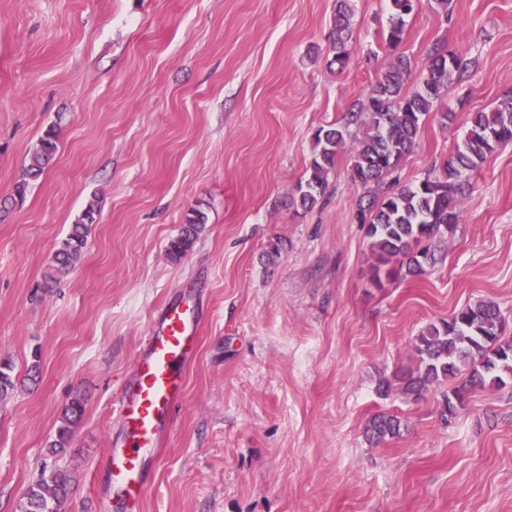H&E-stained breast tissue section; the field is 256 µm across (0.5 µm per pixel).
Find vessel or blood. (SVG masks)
Instances as JSON below:
<instances>
[{
	"mask_svg": "<svg viewBox=\"0 0 512 512\" xmlns=\"http://www.w3.org/2000/svg\"><path fill=\"white\" fill-rule=\"evenodd\" d=\"M198 322L193 306L169 304L150 327L134 378L122 388L117 410L123 431L113 438L106 459L119 512H131L147 492L150 461L185 391L184 367L197 355Z\"/></svg>",
	"mask_w": 512,
	"mask_h": 512,
	"instance_id": "vessel-or-blood-1",
	"label": "vessel or blood"
}]
</instances>
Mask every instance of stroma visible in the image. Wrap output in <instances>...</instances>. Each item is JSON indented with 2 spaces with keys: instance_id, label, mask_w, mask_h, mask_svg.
<instances>
[{
  "instance_id": "stroma-1",
  "label": "stroma",
  "mask_w": 512,
  "mask_h": 512,
  "mask_svg": "<svg viewBox=\"0 0 512 512\" xmlns=\"http://www.w3.org/2000/svg\"><path fill=\"white\" fill-rule=\"evenodd\" d=\"M353 8L341 69L334 0H0V360L21 381L0 401V512L56 466L72 476L61 512H112L114 403L151 323L187 289L199 353L140 512H512V383L473 389L447 426L439 389L402 390L416 336L465 304L495 302L512 339V145L472 174L436 264L379 288L353 140L327 198L293 202L314 133L365 100L395 55L415 88L436 43L476 64L396 175L439 168L472 113L512 96V0H452L447 15L420 0L394 52L389 0ZM50 127L53 163L12 202ZM90 207L79 260L50 279ZM195 208L205 228L172 258ZM76 397L82 419L52 455ZM380 413L407 428L376 445L365 428ZM84 413V406L80 399H75L66 406L59 416V425L56 435L49 442L48 448L53 454H58L67 448L71 439L72 427L81 419Z\"/></svg>"
}]
</instances>
